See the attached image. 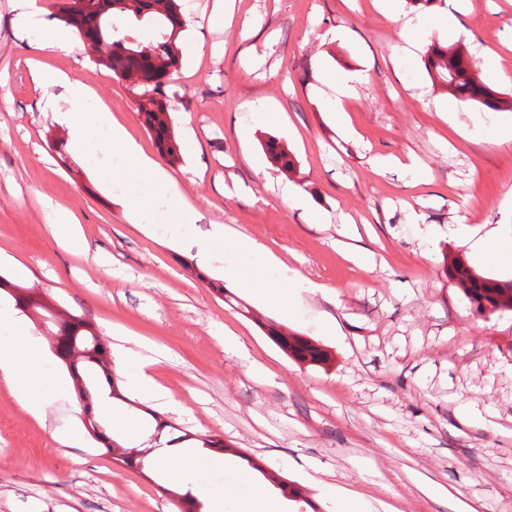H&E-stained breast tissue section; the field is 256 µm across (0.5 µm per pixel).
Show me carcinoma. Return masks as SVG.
Here are the masks:
<instances>
[{
	"label": "carcinoma",
	"mask_w": 512,
	"mask_h": 512,
	"mask_svg": "<svg viewBox=\"0 0 512 512\" xmlns=\"http://www.w3.org/2000/svg\"><path fill=\"white\" fill-rule=\"evenodd\" d=\"M81 7L72 4V0H54L53 8L58 19L80 33L95 27L105 37H112V59L102 63L116 76L138 73L141 82L137 88L142 90L138 106L142 125L152 137L158 153L174 163L182 159L181 146L176 140L173 122L165 102L162 78L179 71L182 57L177 48L182 45V33L185 23L181 12L180 0H167L164 11L153 8L145 0L141 6L147 12L139 17L131 9L121 5L123 0H80ZM125 19H131L140 25L151 37L155 58L154 65L143 55L137 54V45L124 41L121 32L111 29ZM425 66L431 78L440 81L463 102H467L480 112H498L506 108L512 110V98L507 100L504 93L496 87L478 81L473 76L475 61L464 49L450 52L439 45H431L425 55ZM269 158L281 169L294 168V157L274 139L264 144ZM182 265L206 281L220 297L227 293L224 281L210 279L196 263L186 258ZM448 279L461 289L470 307L479 315H491L512 311V280H499L477 272L462 261L455 259L446 268ZM0 294L11 297L16 309H42L50 311L38 296L29 289L15 283L8 275L0 273ZM265 334L289 357L312 366H321L330 360L329 353L320 345L290 333L281 325L269 321L263 325ZM59 341L55 355L66 367L74 385L76 398L82 406L83 426L88 435L101 444L113 460L125 466L131 465L135 454L145 456L147 451L125 448L106 433L103 420L94 413V403L105 396L112 400H123L124 396L112 381V355L107 341L98 340L100 333L81 315H69L58 322ZM249 465L259 471L274 487L288 494L290 498H302L301 491L276 473L269 472L254 462ZM167 493L184 505L182 512H203L204 504L191 493L180 494L174 490Z\"/></svg>",
	"instance_id": "carcinoma-1"
}]
</instances>
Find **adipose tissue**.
Segmentation results:
<instances>
[{"label": "adipose tissue", "mask_w": 512, "mask_h": 512, "mask_svg": "<svg viewBox=\"0 0 512 512\" xmlns=\"http://www.w3.org/2000/svg\"><path fill=\"white\" fill-rule=\"evenodd\" d=\"M32 2L17 0L19 23L33 27L40 45L64 53L71 52L75 46L74 35L70 31L35 22ZM447 28L459 36L465 33L457 19L444 16L406 22L398 54H413L428 40L433 30ZM33 78L44 87L63 86L62 98L47 102V109L67 126L72 152L82 156L100 152L109 158L110 163L104 170L107 182L122 183L131 188L122 201L131 221L149 217L164 224L194 223L195 212L184 195L175 189L173 180L143 153L121 126L113 124L109 113L100 108L88 86L46 69L36 70ZM226 273L237 287L254 290L268 304L282 310L291 309L293 294L306 288L300 280L294 281L289 288L269 283L258 268L232 265L227 267ZM0 328L8 331L6 337H0V377L24 401L31 414H40L41 405L29 397L28 377L29 366L40 356L39 346L12 308L0 306Z\"/></svg>", "instance_id": "ef3b65f1"}]
</instances>
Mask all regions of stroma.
Instances as JSON below:
<instances>
[{
	"label": "stroma",
	"instance_id": "obj_1",
	"mask_svg": "<svg viewBox=\"0 0 512 512\" xmlns=\"http://www.w3.org/2000/svg\"><path fill=\"white\" fill-rule=\"evenodd\" d=\"M215 0H182L186 19L180 70L164 86L182 159L159 158L141 124L135 89L97 65L83 47L66 54L34 48L14 22L13 0H0V270L21 274L49 311L24 320L45 352L33 363L29 394L45 405L33 417L0 379V512H179L160 470L113 463L86 433L72 389L51 345L55 319L85 316L110 347L128 349L126 369H147L167 405L137 398L143 431L152 413L179 430L222 438L261 467L295 482L302 501L336 512L327 488L340 484L369 503L398 512H449L422 495L415 470L480 501L484 512H512V312H473L445 267L458 258L478 272L512 279V267L476 260L461 237L512 226V141L499 128L512 112H479L432 82L423 55L397 53L406 21L424 13L458 16L471 35L459 38L475 60L500 58L481 79L512 95V0H234L231 22L210 24ZM254 27L243 30L244 19ZM344 38H331L335 29ZM88 84L114 122L158 158L196 214L192 224L127 221L120 191L103 183L104 157L70 156L69 139L46 110L60 97L33 67ZM363 75L336 118L313 87L319 67ZM282 112L277 124L257 117ZM253 123L250 141L238 128ZM276 139L293 154L286 172L263 149ZM415 161L379 172L374 156ZM295 187L306 209L288 206L277 185ZM73 211L83 247L59 244L50 206ZM325 216L306 221V210ZM369 260H350L336 246L341 224ZM230 227L223 249L199 253L215 225ZM439 227L426 251L418 228ZM258 247L253 263L267 280L303 279L294 315L235 291L231 306L208 286L236 260V235ZM194 256L198 269L180 259ZM272 319L329 351L325 367L284 354L260 327ZM233 337L235 348L224 344ZM76 435L79 446L61 443ZM192 494L206 512H238L250 492L220 453L197 460Z\"/></svg>",
	"mask_w": 512,
	"mask_h": 512
}]
</instances>
